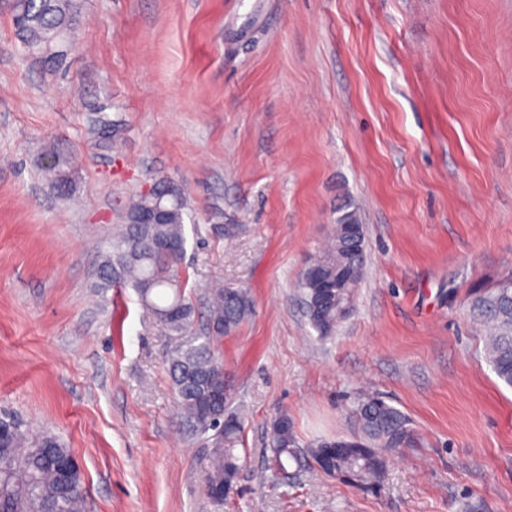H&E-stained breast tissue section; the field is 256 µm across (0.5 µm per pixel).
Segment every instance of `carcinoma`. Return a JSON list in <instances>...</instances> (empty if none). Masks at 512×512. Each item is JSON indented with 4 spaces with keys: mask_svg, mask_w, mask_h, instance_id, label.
<instances>
[{
    "mask_svg": "<svg viewBox=\"0 0 512 512\" xmlns=\"http://www.w3.org/2000/svg\"><path fill=\"white\" fill-rule=\"evenodd\" d=\"M8 2L23 51L48 55L46 64L51 66L62 62L68 50L58 48V39L74 29L80 0ZM44 156L47 163L42 170L52 188L63 198L71 196V156L55 147L48 148ZM185 207L184 198L172 192L165 180L155 182L152 191L137 195L126 212L125 232L112 240L99 275L104 288L117 282L135 288L142 305L179 337L171 353L170 375L185 424L196 433H212L202 469L206 493L220 512L224 496L217 490L234 484L242 466L243 424H222L226 378L224 361L214 344L251 315L253 301L243 288L215 289L207 311V335L193 333L195 309L184 294L186 278L179 271L187 242ZM152 209L164 211L163 223H131V216ZM344 223H359L357 212L342 209L327 246L310 264L329 276L336 275L339 268L346 269L345 288L338 297L320 302L308 273L301 279L308 320L322 338L332 336L349 316L365 270V255L345 248ZM510 286L512 280L502 282L479 303L495 320L488 348L491 365L496 376L512 387V292H504ZM353 414L359 437L324 439L310 449V456L318 466L321 454L334 448L331 471L352 486L371 488L380 483L385 471L383 451L414 447L415 433L407 415L379 396L359 399ZM11 435L8 451L0 454V512H79L82 473L76 470L66 478L61 471V463L72 456L71 449L51 433L26 434L15 422ZM269 446L273 461L284 467L283 458L293 455L295 446L288 415L274 421Z\"/></svg>",
    "mask_w": 512,
    "mask_h": 512,
    "instance_id": "cac0c4a2",
    "label": "carcinoma"
}]
</instances>
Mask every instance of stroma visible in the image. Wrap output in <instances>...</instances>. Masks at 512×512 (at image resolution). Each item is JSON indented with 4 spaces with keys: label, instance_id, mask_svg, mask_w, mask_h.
Listing matches in <instances>:
<instances>
[{
    "label": "stroma",
    "instance_id": "1",
    "mask_svg": "<svg viewBox=\"0 0 512 512\" xmlns=\"http://www.w3.org/2000/svg\"><path fill=\"white\" fill-rule=\"evenodd\" d=\"M81 5L52 70L0 5V419L72 448L82 512H215L174 337L99 280L130 197L166 179L187 200L195 331L213 283L254 303L217 345L247 448L224 512H512V388L476 305L512 276V0ZM50 143L77 157L75 199L42 177ZM346 205L367 264L322 340L298 281ZM366 390L417 435L372 489L309 454L357 435ZM269 446L273 461L280 468L284 467L283 456H292L295 446L292 421L288 414H282L274 421Z\"/></svg>",
    "mask_w": 512,
    "mask_h": 512
}]
</instances>
